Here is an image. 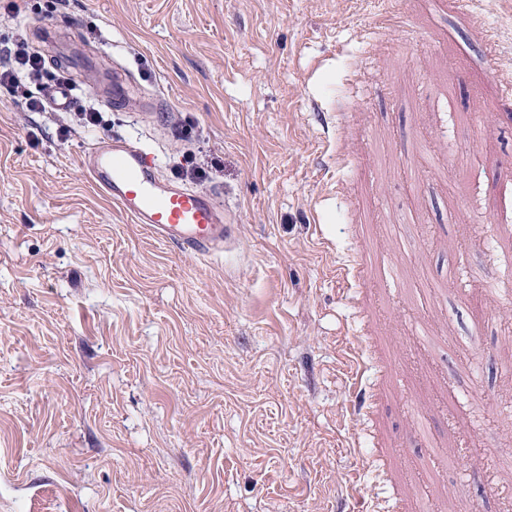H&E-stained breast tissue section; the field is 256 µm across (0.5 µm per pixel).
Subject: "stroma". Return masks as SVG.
I'll return each instance as SVG.
<instances>
[{
  "instance_id": "stroma-1",
  "label": "stroma",
  "mask_w": 512,
  "mask_h": 512,
  "mask_svg": "<svg viewBox=\"0 0 512 512\" xmlns=\"http://www.w3.org/2000/svg\"><path fill=\"white\" fill-rule=\"evenodd\" d=\"M20 8L135 98L0 85V512H512V0ZM112 136L239 246L130 223L82 167ZM109 99L112 101V105L119 107H126L131 103L129 79L126 73L119 69H112Z\"/></svg>"
}]
</instances>
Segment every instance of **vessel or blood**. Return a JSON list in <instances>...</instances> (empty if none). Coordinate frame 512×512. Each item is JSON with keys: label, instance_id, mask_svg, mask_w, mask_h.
I'll return each instance as SVG.
<instances>
[{"label": "vessel or blood", "instance_id": "vessel-or-blood-1", "mask_svg": "<svg viewBox=\"0 0 512 512\" xmlns=\"http://www.w3.org/2000/svg\"><path fill=\"white\" fill-rule=\"evenodd\" d=\"M109 98L119 107L131 102L129 80L121 70L112 72ZM85 168L93 184L131 223L161 242L206 258L238 237L214 194L165 180L156 156L135 142H92L85 152Z\"/></svg>", "mask_w": 512, "mask_h": 512}]
</instances>
